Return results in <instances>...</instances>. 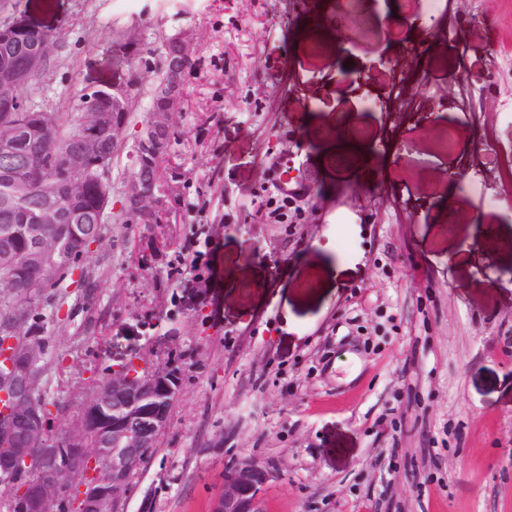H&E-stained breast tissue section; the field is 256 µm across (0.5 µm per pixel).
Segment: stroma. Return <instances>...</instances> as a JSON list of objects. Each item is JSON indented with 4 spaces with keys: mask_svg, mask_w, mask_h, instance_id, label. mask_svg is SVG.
Wrapping results in <instances>:
<instances>
[{
    "mask_svg": "<svg viewBox=\"0 0 512 512\" xmlns=\"http://www.w3.org/2000/svg\"><path fill=\"white\" fill-rule=\"evenodd\" d=\"M0 0L55 36L24 100L56 111L84 89L156 76L165 36L194 47L173 188L161 218L103 227L81 264L96 288L45 290L42 397L67 429L95 380L170 362L182 389L120 512H211L233 462L272 477L266 512H512V0ZM135 32L137 57L112 31ZM456 30L464 51L448 41ZM421 43L425 54L406 53ZM420 78L425 135L390 103L391 64ZM367 98L338 94L341 69ZM463 71L471 111L451 76ZM142 96L112 161L118 193L148 115ZM478 126L479 146L445 132ZM371 148L367 175L330 168L329 134ZM465 168L451 182L435 159ZM304 188L281 204L273 170ZM492 250L479 247L483 225ZM199 240L206 267L185 248Z\"/></svg>",
    "mask_w": 512,
    "mask_h": 512,
    "instance_id": "obj_1",
    "label": "stroma"
}]
</instances>
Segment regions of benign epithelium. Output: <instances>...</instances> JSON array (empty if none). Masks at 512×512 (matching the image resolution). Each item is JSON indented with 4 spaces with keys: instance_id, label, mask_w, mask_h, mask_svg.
<instances>
[{
    "instance_id": "obj_1",
    "label": "benign epithelium",
    "mask_w": 512,
    "mask_h": 512,
    "mask_svg": "<svg viewBox=\"0 0 512 512\" xmlns=\"http://www.w3.org/2000/svg\"><path fill=\"white\" fill-rule=\"evenodd\" d=\"M54 43L43 38L26 68L0 77V173L5 196L0 207L10 223L0 225V236L14 235L12 222L23 225L25 247L0 250V299L17 297L20 275H28L27 301L36 304L41 289L55 283L62 268H70L76 287L85 274L79 261L102 239V230L83 223L82 203L89 185L98 195L97 223L106 222L112 199V164L100 131L120 133L126 113L141 97V80L102 85L112 97V111L97 104L81 105L75 130L54 173L17 150L19 140L39 144L47 138L36 108L26 104L20 88L30 69L50 56ZM164 81L153 82L149 119L132 154V172L125 182L123 210L141 224H156L169 191L160 162L170 159L175 143L174 115L184 98L185 67L192 61V42L185 32L163 41ZM6 336V363L0 367V396L7 409L0 414V442L12 448L0 458V488L10 494L0 501L4 512H69L72 494L67 477L85 470L78 492L79 512H119L132 479L144 468L150 449L166 428L171 408L181 390L179 370L165 363L143 372L126 367L112 371L82 405L75 425L50 437L45 432V409L40 402L43 376L42 348L20 342L11 327ZM268 468L240 460L224 469V482L212 512H266L262 487L270 480Z\"/></svg>"
}]
</instances>
